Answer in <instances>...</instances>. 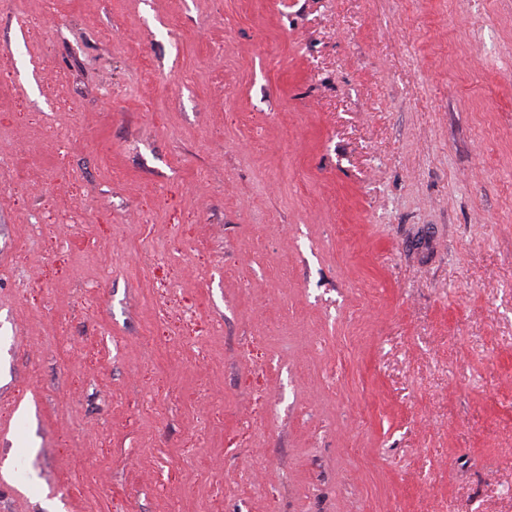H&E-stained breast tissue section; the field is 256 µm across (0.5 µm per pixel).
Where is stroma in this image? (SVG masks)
Returning <instances> with one entry per match:
<instances>
[{
  "mask_svg": "<svg viewBox=\"0 0 512 512\" xmlns=\"http://www.w3.org/2000/svg\"><path fill=\"white\" fill-rule=\"evenodd\" d=\"M0 512H512V0H0ZM159 304L167 313V335L170 340L181 341L184 338L182 326L185 323L195 320V317L197 316L196 311L189 310L183 304L171 306V304L164 299L161 300ZM173 312L175 314L174 317Z\"/></svg>",
  "mask_w": 512,
  "mask_h": 512,
  "instance_id": "stroma-1",
  "label": "stroma"
}]
</instances>
